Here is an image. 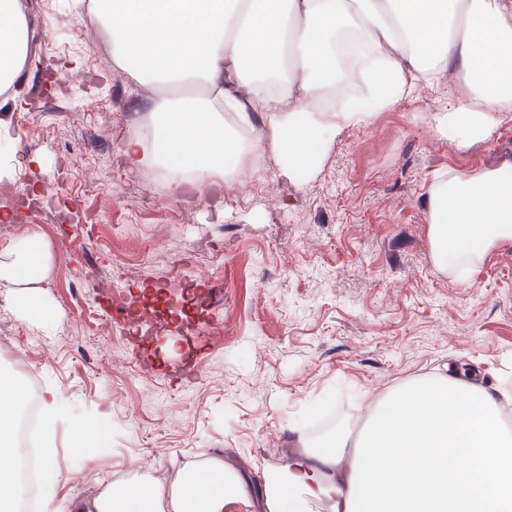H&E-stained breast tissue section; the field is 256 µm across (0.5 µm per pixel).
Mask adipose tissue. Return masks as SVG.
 <instances>
[{"label": "adipose tissue", "mask_w": 512, "mask_h": 512, "mask_svg": "<svg viewBox=\"0 0 512 512\" xmlns=\"http://www.w3.org/2000/svg\"><path fill=\"white\" fill-rule=\"evenodd\" d=\"M112 38L113 58L139 82L200 83V100L158 105L152 149L124 150L131 165L153 157L176 171L220 176L245 157L224 126L234 113L288 176L309 172L344 123L389 108L418 75L463 76L475 103L442 113L438 128L468 142L490 133L493 109L512 105V0H89ZM353 26L381 58L367 71L369 98L340 115L317 108L337 89L336 27ZM29 30L23 0H0V94L20 73ZM440 270L495 238L512 239V161L479 175H452L427 198ZM0 279L49 276L38 237L13 246ZM29 390L0 373V512L20 495L11 423ZM267 512H303L332 499V512H512V434L486 389L442 376L406 382L381 397L354 448L336 437L266 478ZM241 481L211 459L171 487L111 485L84 512H233Z\"/></svg>", "instance_id": "obj_1"}]
</instances>
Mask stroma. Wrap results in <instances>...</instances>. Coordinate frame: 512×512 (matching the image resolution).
Returning a JSON list of instances; mask_svg holds the SVG:
<instances>
[{
    "mask_svg": "<svg viewBox=\"0 0 512 512\" xmlns=\"http://www.w3.org/2000/svg\"><path fill=\"white\" fill-rule=\"evenodd\" d=\"M24 2L29 60L0 108L26 192L49 200L37 217L0 199L14 216L0 227V263L40 236L56 324L8 305L15 287L0 282V370L62 406L52 435H32L62 480L52 505L37 495L31 512H76L107 485L171 482L211 458L244 485L235 512H262L259 474L357 437L404 382L465 367L512 400V240L440 271L427 207L432 183L512 157V108L461 146L435 117L469 105L463 82L421 79L393 107L344 124L296 178L268 150L263 168L240 174L196 180L157 161L144 171L124 145L147 139L153 105L183 90L144 95L86 5ZM148 305L171 325L176 354L131 331ZM91 418L109 439L82 459L71 432Z\"/></svg>",
    "mask_w": 512,
    "mask_h": 512,
    "instance_id": "obj_1",
    "label": "stroma"
}]
</instances>
